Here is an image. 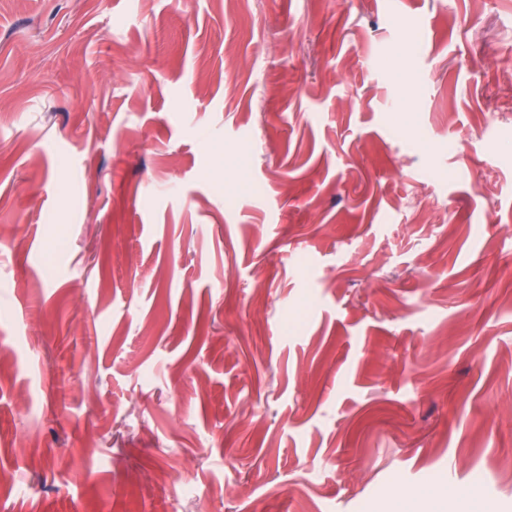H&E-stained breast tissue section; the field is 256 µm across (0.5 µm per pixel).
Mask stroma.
Instances as JSON below:
<instances>
[{"instance_id": "stroma-1", "label": "stroma", "mask_w": 512, "mask_h": 512, "mask_svg": "<svg viewBox=\"0 0 512 512\" xmlns=\"http://www.w3.org/2000/svg\"><path fill=\"white\" fill-rule=\"evenodd\" d=\"M510 269L512 0H0V512H512Z\"/></svg>"}]
</instances>
